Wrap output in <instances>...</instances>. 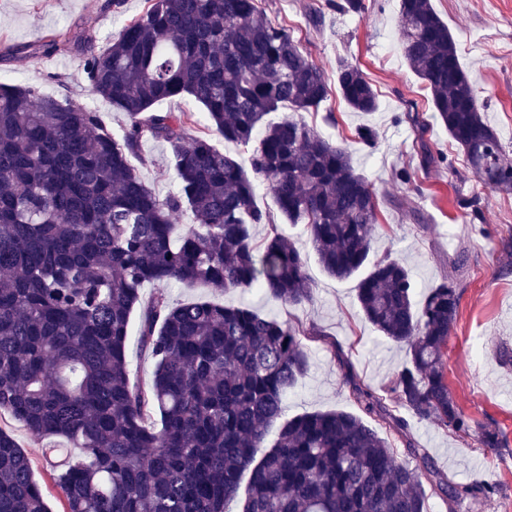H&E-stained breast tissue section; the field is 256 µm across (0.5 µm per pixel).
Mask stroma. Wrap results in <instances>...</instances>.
I'll return each mask as SVG.
<instances>
[{"label": "stroma", "instance_id": "35a3bbf8", "mask_svg": "<svg viewBox=\"0 0 512 512\" xmlns=\"http://www.w3.org/2000/svg\"><path fill=\"white\" fill-rule=\"evenodd\" d=\"M107 0H0V82L37 83L42 92L71 97L99 112L113 131L128 124L125 113L112 108L85 85L82 57L75 50L51 54L40 47L50 38L66 39L85 32L96 46L117 37L129 20L143 14L148 0H125L121 12L106 11ZM325 0H260L269 19L284 26L320 66L332 90L318 110L302 118L326 140L343 144L355 169L371 184L378 202L374 257L402 259L419 290L443 277L457 280L460 304L457 323L448 338V384L471 418L495 426L502 448L490 450L476 436H459L415 417H407L408 433L435 466L454 482L466 485L495 482L498 493L470 498L462 512H512V194L484 185L467 164L464 153L444 126L430 120L427 138L447 157L446 163L423 170L416 154V134L402 119L406 112H430L423 81L409 68L399 46L398 0H364L363 12H328L322 26L308 21L309 7ZM447 23L468 71L488 124L512 157V0H432ZM357 66L378 94L379 108L371 115L353 111L335 90L336 63ZM162 112H186L191 131L209 136L224 152L248 161L247 148L224 142L210 133L205 118L190 97L166 100ZM371 125L374 147L355 135ZM145 162L138 172L159 197L175 189L169 153L162 143L142 148ZM414 171L412 182L400 180V169ZM478 198L480 217L461 206V199ZM283 233L302 253L312 282L313 298L299 307L267 299L257 289L188 287L173 283L170 300L180 304L197 299L246 306L262 314L298 320L316 335L304 337L308 372L285 399V413L343 409L357 412L348 381L356 379L375 390L389 388L405 359L404 350L381 339L356 304L358 277L337 280L321 268L302 225L282 224ZM0 426L11 428L28 452L36 480L51 512L64 505L42 457V441L31 439L8 414Z\"/></svg>", "mask_w": 512, "mask_h": 512}]
</instances>
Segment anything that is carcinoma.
Wrapping results in <instances>:
<instances>
[{
	"mask_svg": "<svg viewBox=\"0 0 512 512\" xmlns=\"http://www.w3.org/2000/svg\"><path fill=\"white\" fill-rule=\"evenodd\" d=\"M103 49L80 35L89 91L124 112L112 132L96 111L33 84L0 83V412L37 439L57 437L81 456L45 448L64 512H228L250 473L243 512H427L421 476L460 512L497 485L451 482L414 446L384 395L350 380L362 412L389 439L344 410L285 417V397L305 375L304 336L320 332L249 307L197 300L173 306L168 286L256 288L296 307L312 298L297 247L256 201L267 181L280 215L302 224L323 270L362 275L364 319L407 357L388 392L421 420L485 448L497 430L469 418L448 385L445 355L459 311L458 284L442 279L416 299L408 268L370 262L376 194L348 150L303 120L271 121L281 108L318 110L323 70L258 0H149ZM359 13L363 0H326ZM405 60L430 92L432 111L480 180L512 192V160L484 120L453 35L431 0H400ZM336 83L352 110L378 96L345 61ZM188 96L224 141L258 145L249 166L194 136L185 112L154 106ZM416 129L420 166L444 161ZM166 145L176 189L161 199L133 161L143 142ZM190 213L186 229L174 216ZM271 232L262 241L254 227ZM146 283L137 338L155 361L150 381H131L127 342ZM277 439L261 459L269 428ZM0 512H51L32 460L0 427Z\"/></svg>",
	"mask_w": 512,
	"mask_h": 512,
	"instance_id": "obj_1",
	"label": "carcinoma"
}]
</instances>
